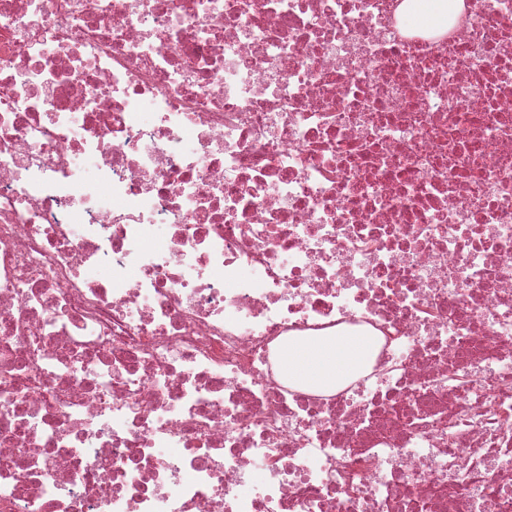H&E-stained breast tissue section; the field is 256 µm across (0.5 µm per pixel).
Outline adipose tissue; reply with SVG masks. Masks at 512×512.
Listing matches in <instances>:
<instances>
[{
	"mask_svg": "<svg viewBox=\"0 0 512 512\" xmlns=\"http://www.w3.org/2000/svg\"><path fill=\"white\" fill-rule=\"evenodd\" d=\"M365 336H321L289 342L282 351V370L289 378L321 390H331L368 358Z\"/></svg>",
	"mask_w": 512,
	"mask_h": 512,
	"instance_id": "adipose-tissue-1",
	"label": "adipose tissue"
}]
</instances>
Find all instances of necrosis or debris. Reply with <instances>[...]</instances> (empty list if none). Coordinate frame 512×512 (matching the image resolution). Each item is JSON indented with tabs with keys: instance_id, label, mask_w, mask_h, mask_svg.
<instances>
[{
	"instance_id": "necrosis-or-debris-1",
	"label": "necrosis or debris",
	"mask_w": 512,
	"mask_h": 512,
	"mask_svg": "<svg viewBox=\"0 0 512 512\" xmlns=\"http://www.w3.org/2000/svg\"><path fill=\"white\" fill-rule=\"evenodd\" d=\"M0 512H512V0H0ZM369 341L366 336H321L289 341L282 350V370L289 380L331 390L366 361Z\"/></svg>"
}]
</instances>
